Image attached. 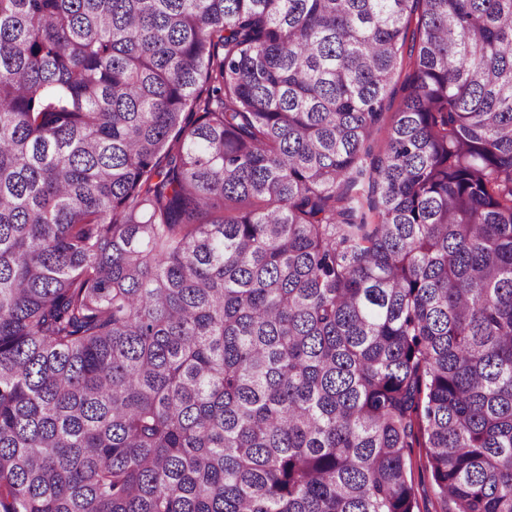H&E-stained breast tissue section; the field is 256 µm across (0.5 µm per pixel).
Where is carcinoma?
<instances>
[{"label":"carcinoma","instance_id":"1","mask_svg":"<svg viewBox=\"0 0 512 512\" xmlns=\"http://www.w3.org/2000/svg\"><path fill=\"white\" fill-rule=\"evenodd\" d=\"M415 447L512 512V0H0V512H416Z\"/></svg>","mask_w":512,"mask_h":512}]
</instances>
